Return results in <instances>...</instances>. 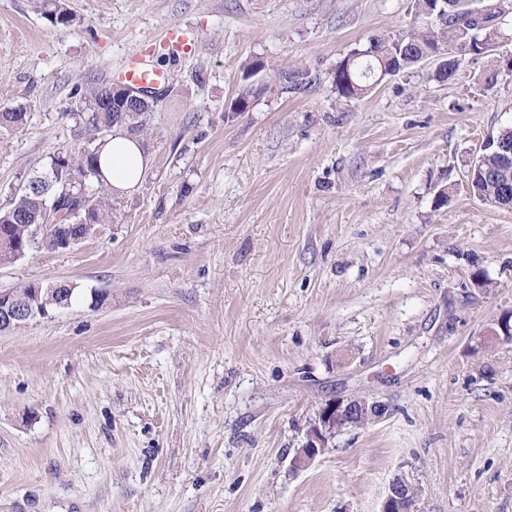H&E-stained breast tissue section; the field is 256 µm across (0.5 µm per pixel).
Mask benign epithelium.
<instances>
[{
    "instance_id": "obj_1",
    "label": "benign epithelium",
    "mask_w": 512,
    "mask_h": 512,
    "mask_svg": "<svg viewBox=\"0 0 512 512\" xmlns=\"http://www.w3.org/2000/svg\"><path fill=\"white\" fill-rule=\"evenodd\" d=\"M105 101L112 102V111L130 115L140 110L142 104L158 103L156 94L113 83L107 87ZM65 292L57 288H35L32 296L18 299L12 292H0V332L13 330L30 321L44 317L49 307L65 309L68 302L63 300ZM387 413V407L376 400L364 397L337 400L326 403L318 415V422L312 427L304 447L297 449L293 458L294 466L308 465L325 448L328 439L341 430L351 419H377ZM417 496L413 484L404 477L394 479L388 486L381 512H415Z\"/></svg>"
}]
</instances>
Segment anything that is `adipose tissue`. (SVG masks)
<instances>
[{"label":"adipose tissue","mask_w":512,"mask_h":512,"mask_svg":"<svg viewBox=\"0 0 512 512\" xmlns=\"http://www.w3.org/2000/svg\"><path fill=\"white\" fill-rule=\"evenodd\" d=\"M99 154L102 174L116 195L135 189L151 165L150 153L141 140L120 130L113 131Z\"/></svg>","instance_id":"ef3b65f1"}]
</instances>
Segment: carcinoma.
Masks as SVG:
<instances>
[{"mask_svg": "<svg viewBox=\"0 0 512 512\" xmlns=\"http://www.w3.org/2000/svg\"><path fill=\"white\" fill-rule=\"evenodd\" d=\"M448 17L440 23L429 21L439 10V0H414L416 14L423 19V26L398 30L390 34L375 35L363 48L350 50L339 62L331 82L341 98L357 99L372 90V83L355 76L361 67L372 64L377 70L397 74L427 57H437L446 52L448 65L435 71L440 82L450 80L458 66L452 62L456 56L478 61L490 58L493 69L479 74L481 83L493 86L498 70L507 67L502 58L492 57L489 45L508 37L495 19L512 8V0H482L486 22L495 33L487 35L475 30L476 23L469 20L473 0H444ZM46 16L54 22L72 23L75 16L62 6V0H42ZM370 55L364 56L362 52ZM308 80V72L286 69L278 73L283 89L298 87ZM105 85L94 83L78 87L71 95L67 116L82 126L89 134L90 146L77 150L63 147L49 156L40 169L27 177L26 183L14 191L8 209L0 212V234L9 242L18 244L33 235L34 225L42 224L46 239L50 240L64 230L79 234L83 224H107L112 215V188L104 180L99 168V149L112 130L121 129L142 140H147L156 108L143 107L133 116L118 119L110 111H102ZM28 107L19 105L0 113V130L14 131L24 127ZM512 143V126L501 128L491 137V145L483 152L479 168L468 179L472 192L481 199L497 206L505 196L512 195V159L502 155L497 143Z\"/></svg>", "mask_w": 512, "mask_h": 512, "instance_id": "carcinoma-1", "label": "carcinoma"}]
</instances>
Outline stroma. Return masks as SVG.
<instances>
[{"label":"stroma","mask_w":512,"mask_h":512,"mask_svg":"<svg viewBox=\"0 0 512 512\" xmlns=\"http://www.w3.org/2000/svg\"><path fill=\"white\" fill-rule=\"evenodd\" d=\"M0 0V210L60 145L75 87L180 27L152 166L112 221L0 266V290L67 280L68 309L0 333V512H512V209L466 173L512 125V72L434 62L338 98L330 74L414 0ZM300 68L299 90L272 83ZM248 95L246 111L231 104ZM447 189V205L435 196ZM483 271L489 288L472 284ZM105 290L109 301L90 306ZM382 418L293 458L329 401ZM414 485L405 477L395 478L388 486L381 512H414L419 499L413 493Z\"/></svg>","instance_id":"35a3bbf8"}]
</instances>
